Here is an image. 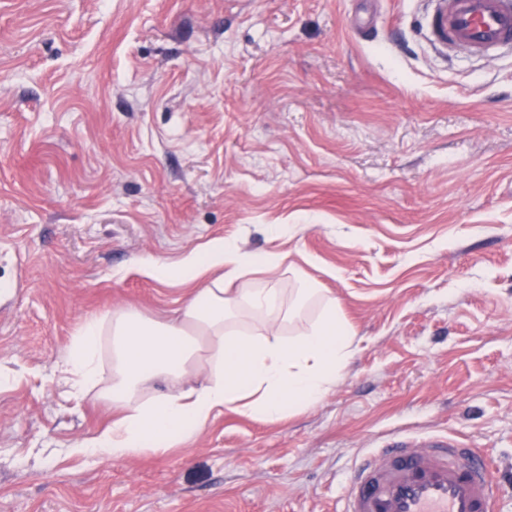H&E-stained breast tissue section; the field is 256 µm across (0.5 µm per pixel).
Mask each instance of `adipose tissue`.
<instances>
[{"instance_id":"1","label":"adipose tissue","mask_w":512,"mask_h":512,"mask_svg":"<svg viewBox=\"0 0 512 512\" xmlns=\"http://www.w3.org/2000/svg\"><path fill=\"white\" fill-rule=\"evenodd\" d=\"M284 261L280 253L245 251L221 238L174 262L143 260L146 277L193 291L170 320L131 308L82 320L61 372L74 400L98 393L117 417L78 443L75 454L112 461L165 454L228 408L272 421L319 403L348 361L353 333L335 298ZM256 273L265 274L263 285L244 287ZM285 273L293 280L287 290L278 286ZM312 304L316 317L302 321ZM200 370L204 379L184 387ZM159 381L169 393H153Z\"/></svg>"}]
</instances>
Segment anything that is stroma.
<instances>
[{
    "label": "stroma",
    "instance_id": "obj_1",
    "mask_svg": "<svg viewBox=\"0 0 512 512\" xmlns=\"http://www.w3.org/2000/svg\"><path fill=\"white\" fill-rule=\"evenodd\" d=\"M433 9L0 0V512H339L394 431L459 436L512 512V46L439 47ZM215 238L335 298V387L164 455L71 454L112 418L58 371L82 318L170 316L187 287L141 260Z\"/></svg>",
    "mask_w": 512,
    "mask_h": 512
}]
</instances>
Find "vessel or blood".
<instances>
[{"mask_svg":"<svg viewBox=\"0 0 512 512\" xmlns=\"http://www.w3.org/2000/svg\"><path fill=\"white\" fill-rule=\"evenodd\" d=\"M434 43L486 53L512 42V0H437ZM496 470L458 437L399 435L359 457L341 512H494Z\"/></svg>","mask_w":512,"mask_h":512,"instance_id":"obj_1","label":"vessel or blood"}]
</instances>
